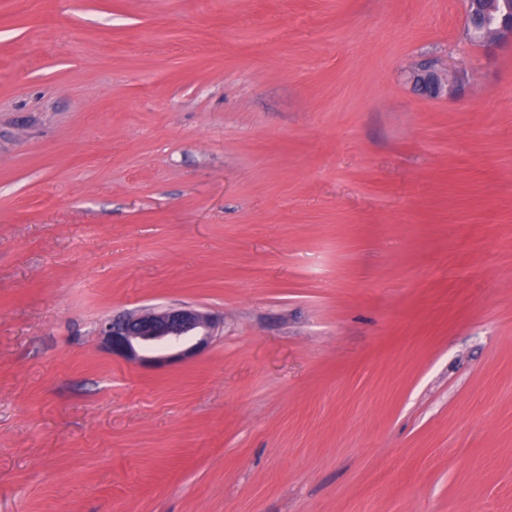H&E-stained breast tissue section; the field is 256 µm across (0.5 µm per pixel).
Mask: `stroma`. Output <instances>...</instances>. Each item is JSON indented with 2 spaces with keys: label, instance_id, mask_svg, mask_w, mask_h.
<instances>
[{
  "label": "stroma",
  "instance_id": "35a3bbf8",
  "mask_svg": "<svg viewBox=\"0 0 512 512\" xmlns=\"http://www.w3.org/2000/svg\"><path fill=\"white\" fill-rule=\"evenodd\" d=\"M463 26L0 0V512H512V45ZM178 304L188 360L97 334ZM467 80V72L449 68L446 63H436L425 67L411 77L413 86L434 98L455 97ZM213 317L190 305H170L100 322L101 336L112 354L130 363H173L190 358L214 336Z\"/></svg>",
  "mask_w": 512,
  "mask_h": 512
}]
</instances>
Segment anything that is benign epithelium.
I'll return each mask as SVG.
<instances>
[{"instance_id": "7a95c632", "label": "benign epithelium", "mask_w": 512, "mask_h": 512, "mask_svg": "<svg viewBox=\"0 0 512 512\" xmlns=\"http://www.w3.org/2000/svg\"><path fill=\"white\" fill-rule=\"evenodd\" d=\"M465 31L476 46L512 41V0H466ZM467 72L445 63L411 77L420 91L435 98L456 96ZM213 317L190 305H170L100 322L98 335L113 354L130 363H173L190 358L214 336Z\"/></svg>"}]
</instances>
